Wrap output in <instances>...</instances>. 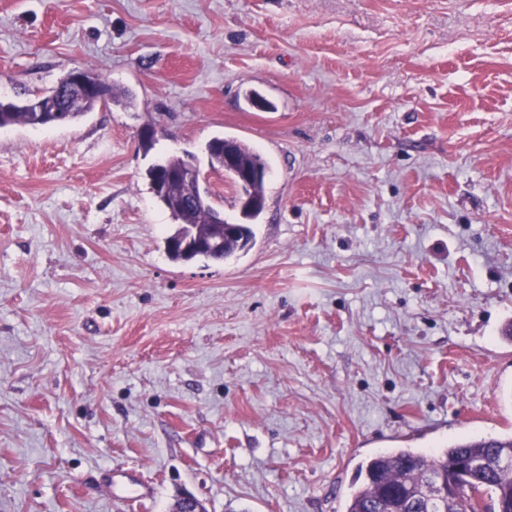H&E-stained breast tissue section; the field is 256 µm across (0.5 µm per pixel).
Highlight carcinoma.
Instances as JSON below:
<instances>
[{"label":"carcinoma","mask_w":512,"mask_h":512,"mask_svg":"<svg viewBox=\"0 0 512 512\" xmlns=\"http://www.w3.org/2000/svg\"><path fill=\"white\" fill-rule=\"evenodd\" d=\"M15 124L45 126L37 114L27 111L22 104L0 102V128ZM241 163L266 167L265 161L254 150L235 139L224 140ZM211 193L203 187L198 192V203L192 211L168 208L176 234L183 232L202 236L209 231L210 220L217 209L210 201ZM255 234L250 224H239L236 234L224 242V252L207 254L205 258L224 260L247 250ZM445 476L460 486V492L437 506V512H494L499 490L512 487V435L466 440L453 443L435 455H427L413 448H397L377 455L359 467V477L345 503L344 512H386L396 508L400 512H423L420 504L407 493L421 491L433 477Z\"/></svg>","instance_id":"obj_1"}]
</instances>
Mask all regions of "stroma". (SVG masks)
Returning <instances> with one entry per match:
<instances>
[{"label":"stroma","instance_id":"obj_1","mask_svg":"<svg viewBox=\"0 0 512 512\" xmlns=\"http://www.w3.org/2000/svg\"><path fill=\"white\" fill-rule=\"evenodd\" d=\"M76 67L132 103L0 128V512H343L512 433V0H0V100ZM216 137L268 166L254 243L171 260L152 164L243 220ZM184 161L185 159L181 156L173 155L158 162V164L172 168L160 169L154 173V193L161 202L167 205L170 187L174 184H182L185 191L178 200L183 208L190 209L195 201L194 192L200 178V170L190 160L183 166Z\"/></svg>","mask_w":512,"mask_h":512}]
</instances>
